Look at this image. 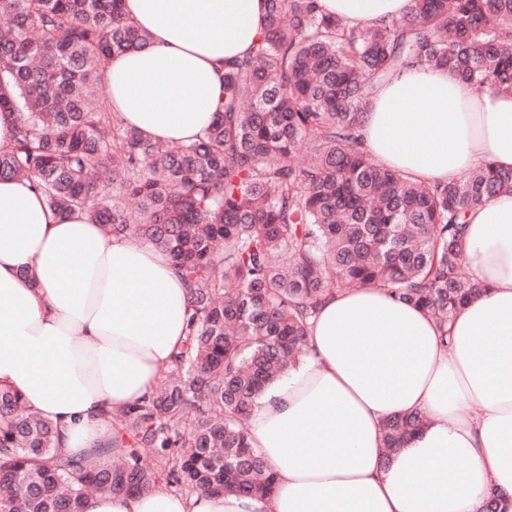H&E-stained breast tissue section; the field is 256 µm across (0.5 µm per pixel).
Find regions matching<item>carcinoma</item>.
Here are the masks:
<instances>
[{
  "label": "carcinoma",
  "instance_id": "cac0c4a2",
  "mask_svg": "<svg viewBox=\"0 0 512 512\" xmlns=\"http://www.w3.org/2000/svg\"><path fill=\"white\" fill-rule=\"evenodd\" d=\"M267 4L254 52L224 65L213 121L197 141L170 144L125 126L101 88L111 57L150 41L122 0H0V112L17 115L0 178H31L53 211L163 248L190 290L165 387L113 413L112 451L64 456L54 424L0 389V512H84L94 492L160 482L269 503L276 477L245 421L307 352L323 299L385 289L445 340L485 291L460 274L462 220L512 193V170L415 182L364 152L357 131L371 84L417 64L512 92V0H412L402 18L365 28L314 0ZM426 421L385 420L384 462Z\"/></svg>",
  "mask_w": 512,
  "mask_h": 512
}]
</instances>
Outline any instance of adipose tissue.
<instances>
[{
  "label": "adipose tissue",
  "mask_w": 512,
  "mask_h": 512,
  "mask_svg": "<svg viewBox=\"0 0 512 512\" xmlns=\"http://www.w3.org/2000/svg\"><path fill=\"white\" fill-rule=\"evenodd\" d=\"M317 4L347 26H380L412 0ZM266 9V0H124L150 43L107 68L113 111L150 137L195 138L216 110L225 62L249 54ZM361 133L364 150L414 181L512 169V93L478 95L454 72L418 65L372 89ZM464 222V261L486 291L457 313L448 340L380 288L322 301L304 364L261 396L249 424L277 475L274 512H479L493 489L497 512H512V194ZM189 302L163 249L53 212L30 179L0 180V387L57 425L65 455L115 444L113 413L155 390ZM411 411L427 425L384 463L383 421ZM264 510L252 498L163 487L85 503V512Z\"/></svg>",
  "instance_id": "obj_1"
}]
</instances>
